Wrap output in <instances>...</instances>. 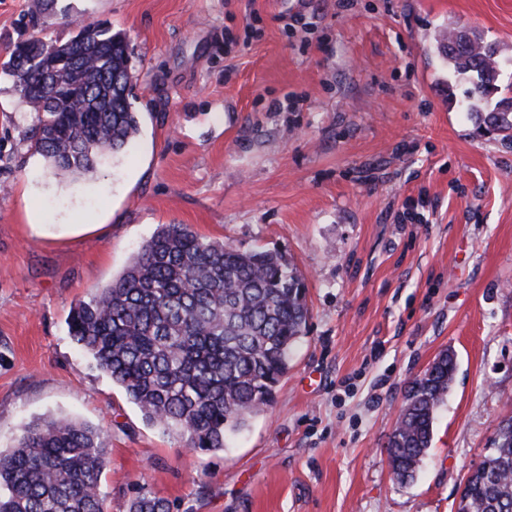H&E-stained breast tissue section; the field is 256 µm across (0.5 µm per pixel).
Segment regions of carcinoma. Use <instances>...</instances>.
Wrapping results in <instances>:
<instances>
[{
    "instance_id": "cac0c4a2",
    "label": "carcinoma",
    "mask_w": 512,
    "mask_h": 512,
    "mask_svg": "<svg viewBox=\"0 0 512 512\" xmlns=\"http://www.w3.org/2000/svg\"><path fill=\"white\" fill-rule=\"evenodd\" d=\"M77 27L88 33L80 68L58 75V84L80 88L75 97L25 92L36 72L31 41L17 43L7 63L27 111L37 115L35 151L69 184L123 152L139 131L128 41L96 22ZM437 50L469 79L463 108L512 145V98L480 108L500 92L505 59L498 49L480 32L459 29L443 34ZM308 321L305 277L280 252H242L186 224H163L119 276L72 309L68 328L147 422L177 433L187 451H211L272 406ZM456 373L455 354L445 350L410 381L384 448L398 482L412 481L427 455ZM107 463L93 427L34 420L13 448L0 450V512H105ZM129 512L171 506L140 489ZM457 512H512V417L500 422L493 452L468 476Z\"/></svg>"
}]
</instances>
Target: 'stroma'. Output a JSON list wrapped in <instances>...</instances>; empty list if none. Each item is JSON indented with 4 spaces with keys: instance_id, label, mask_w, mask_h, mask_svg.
Wrapping results in <instances>:
<instances>
[{
    "instance_id": "1",
    "label": "stroma",
    "mask_w": 512,
    "mask_h": 512,
    "mask_svg": "<svg viewBox=\"0 0 512 512\" xmlns=\"http://www.w3.org/2000/svg\"><path fill=\"white\" fill-rule=\"evenodd\" d=\"M0 0V65L68 16L134 49L140 132L77 185L32 170L33 113L0 68V449L37 419L94 427L107 512L137 489L172 512H456L512 416V147L460 111L436 51L473 28L512 57V0ZM306 25L289 30L287 17ZM42 223L103 224L76 239ZM163 224L281 252L310 317L275 401L225 449L186 451L70 337L72 307ZM458 373L415 479L383 446L407 382Z\"/></svg>"
}]
</instances>
